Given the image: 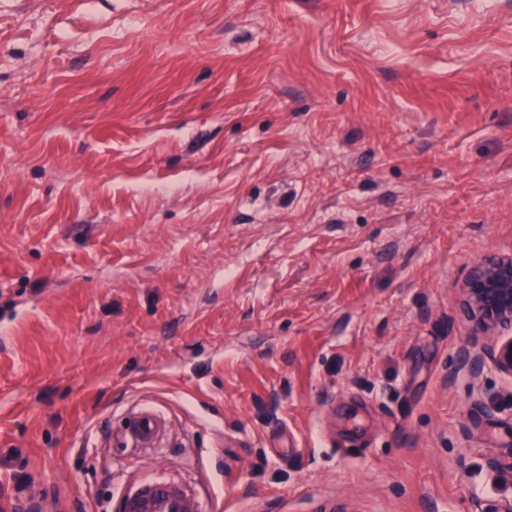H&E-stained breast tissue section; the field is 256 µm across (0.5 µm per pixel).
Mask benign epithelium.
Wrapping results in <instances>:
<instances>
[{
  "label": "benign epithelium",
  "instance_id": "obj_1",
  "mask_svg": "<svg viewBox=\"0 0 512 512\" xmlns=\"http://www.w3.org/2000/svg\"><path fill=\"white\" fill-rule=\"evenodd\" d=\"M461 306L472 330L459 360L472 379L485 370L512 377V255L475 261L461 286Z\"/></svg>",
  "mask_w": 512,
  "mask_h": 512
}]
</instances>
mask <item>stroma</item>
I'll return each instance as SVG.
<instances>
[{
    "label": "stroma",
    "mask_w": 512,
    "mask_h": 512,
    "mask_svg": "<svg viewBox=\"0 0 512 512\" xmlns=\"http://www.w3.org/2000/svg\"><path fill=\"white\" fill-rule=\"evenodd\" d=\"M509 254L512 0H0V512H500ZM460 290L461 306L472 323L459 349L462 368L474 380L486 369L512 377V255L475 261ZM166 429V420L153 410L142 409L135 413L127 425V433L135 448H156ZM126 512H203L194 492L159 480L142 483L126 499Z\"/></svg>",
    "instance_id": "1"
}]
</instances>
